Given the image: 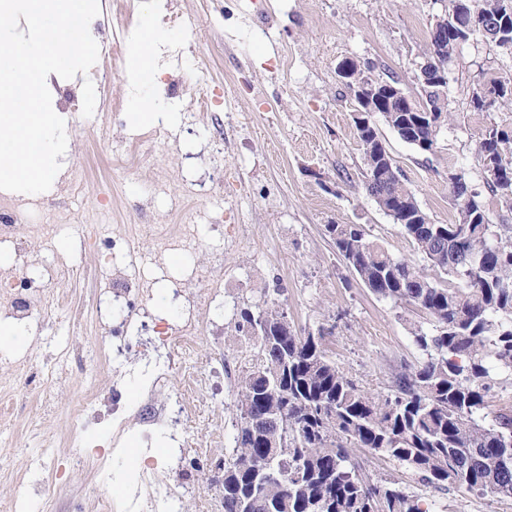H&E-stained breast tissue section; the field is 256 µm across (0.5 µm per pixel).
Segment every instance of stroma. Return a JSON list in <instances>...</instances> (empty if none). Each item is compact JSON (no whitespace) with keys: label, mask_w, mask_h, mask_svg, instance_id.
<instances>
[{"label":"stroma","mask_w":512,"mask_h":512,"mask_svg":"<svg viewBox=\"0 0 512 512\" xmlns=\"http://www.w3.org/2000/svg\"><path fill=\"white\" fill-rule=\"evenodd\" d=\"M146 0H99L100 12L89 31L99 57L88 76L96 91L92 117L76 103L82 88L56 86L54 111L67 112L71 144L69 179L56 191L40 196L31 220L69 225L59 238L55 256L71 266L69 277L55 282L51 301L36 327L57 337L54 346L38 343L33 328H20L0 352H31L34 371L26 382L44 385L53 401L48 410L21 401L17 416L0 433V459L10 463L0 473V507L9 506L25 474L20 454L38 448L39 435L57 445L59 461L72 455L62 412L80 392L86 376L101 385L121 380L131 406L147 396L153 374L166 373L155 390L157 399L188 395L196 413L191 419L197 444L182 447L191 462V493L177 494L174 512H217L222 496L212 481L211 464L227 458L234 446L237 377L244 356L229 345L239 336L243 308L276 301L301 332L322 335L328 358L357 384L374 394H387L394 368L416 365L421 353L413 342L415 329L432 323L412 307L379 297L350 272L336 254L326 232L330 224H358L390 254L420 263L421 257L403 237L399 225L379 209L364 188V160L353 122L355 103L336 76V66L350 57L372 66L374 75L393 77L417 92V75L428 48L432 26L442 15V0H156V17L174 6L182 24L170 27L171 38L157 65L159 77L146 82L128 67H115L112 39L126 49L138 40ZM272 16L270 37L256 36L265 16ZM512 80V54L478 42L464 46L448 66V110L432 151L422 152L402 141L383 120L375 125L406 186L433 222L451 224L456 210L448 176L465 172L479 192L492 223L512 224V212L487 190L475 153L479 138L492 127L512 129V112L494 105L474 110L470 100L489 77ZM211 106L199 107L201 98ZM73 106H66V99ZM154 101L175 113L177 121L155 129L132 126L129 113L136 101ZM232 121L218 129L224 114ZM154 140L148 156L135 167L116 166L112 147L144 135ZM195 212L222 203L217 223L205 225L206 246L193 256L167 265L172 283L189 282L192 292L212 295L211 303L194 308L203 325L202 338L190 352L162 347L157 337L173 334L184 311L172 300L148 295L132 333L137 347L112 373L95 363L72 361L69 373L44 380L41 371L60 348L97 345L101 339L92 311L106 283L112 261V233H132L144 219L177 227L171 199ZM210 274L194 278L193 269ZM199 372L224 375V394L212 396L204 386L188 387L184 365ZM139 425L128 421L112 468L97 472L99 449H88V467L65 470L59 483L45 487L53 512H100L102 500L113 508L133 505L150 512L146 485L158 477L177 484L172 468L173 429L156 433L150 446L138 441ZM357 459L375 479H398L422 498L430 512H512V497H478L454 489L421 485L398 463L358 453Z\"/></svg>","instance_id":"1"}]
</instances>
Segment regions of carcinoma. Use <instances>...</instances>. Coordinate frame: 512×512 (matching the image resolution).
Masks as SVG:
<instances>
[{
  "label": "carcinoma",
  "mask_w": 512,
  "mask_h": 512,
  "mask_svg": "<svg viewBox=\"0 0 512 512\" xmlns=\"http://www.w3.org/2000/svg\"><path fill=\"white\" fill-rule=\"evenodd\" d=\"M508 34L483 37L480 25ZM502 49L512 43V0H449L429 34L428 67L446 68L474 39ZM415 112H390L386 124L408 144L431 151L451 119L440 85L418 76ZM494 102L512 104V86L487 82ZM367 194L400 226L423 264L392 257L358 224H329L346 267L378 296L429 316L434 328L414 332L418 365L392 374V393L372 395L332 363L322 337L290 333L279 345L253 343L237 396L260 412V393L282 410L279 424L235 437L224 460V512H426L420 498L395 483L372 481L356 460L362 450L398 462L425 486L450 485L476 496H512V408L486 422L491 371L512 373V225L490 223L479 194H466L465 174L450 175L457 211L436 224L403 183L399 169L380 164L386 146L378 129L356 127ZM482 166L512 175V132L490 128L476 144ZM512 210V179L485 180ZM278 306L241 311L239 328L262 323L280 332Z\"/></svg>",
  "instance_id": "carcinoma-1"
}]
</instances>
